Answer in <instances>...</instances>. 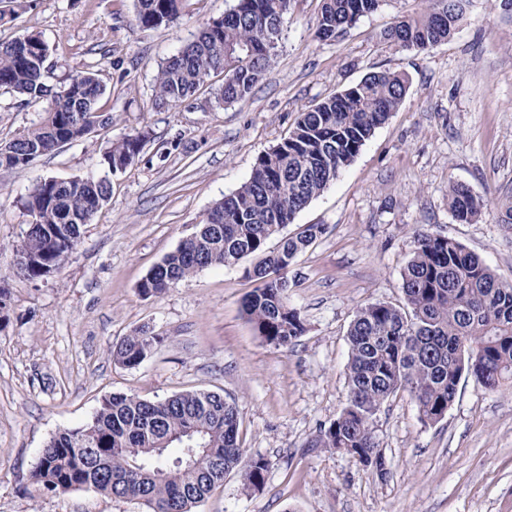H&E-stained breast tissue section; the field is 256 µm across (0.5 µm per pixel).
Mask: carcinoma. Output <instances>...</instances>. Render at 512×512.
Instances as JSON below:
<instances>
[{"label": "carcinoma", "mask_w": 512, "mask_h": 512, "mask_svg": "<svg viewBox=\"0 0 512 512\" xmlns=\"http://www.w3.org/2000/svg\"><path fill=\"white\" fill-rule=\"evenodd\" d=\"M382 0H322L315 35L337 37ZM470 0H426L415 17L399 20L389 39L402 50L426 51L448 40ZM181 0H136V20L153 29L175 22ZM291 0H237L224 17L203 25L197 38L160 64L153 104L180 106L224 73L214 91L217 104L247 97L273 64ZM52 50L41 34L0 43V89L21 104L48 100L44 117L17 138L0 144V167L19 168L54 154L60 144L112 125L102 101L112 88L98 71L69 73L54 91L45 80L53 70ZM409 79L387 70L301 112L296 126L275 147L261 153L248 180L214 202L203 223L175 251L148 271L139 284L144 296L165 293L209 266H232L255 256L245 275L260 281L243 308L257 336L289 346L305 331L288 305V268L298 253L324 231L309 224L294 237H278L296 214L317 197L359 154L375 129L406 96ZM142 137L127 135L103 154L108 173L124 170L138 156ZM111 196L108 177L55 178L40 182L23 200L32 217L14 253L35 258L31 280L49 276L77 246L80 229ZM484 201L463 185L448 188V209L469 223ZM406 307L371 303L360 309L348 331L347 402L319 441L369 466L380 457L373 421L395 393L407 392L422 419L437 422L454 402L467 375L486 390L512 385V282L446 237L419 230L402 274ZM160 338L140 329L113 347L115 359L139 365ZM239 414L215 392L189 391L161 401L112 394L92 421L54 435L32 469L38 489L67 492L88 488L120 498H141L151 512H192L239 469L246 488L264 484L268 462L243 461L237 441ZM197 440L190 464L168 455L185 448L188 430Z\"/></svg>", "instance_id": "obj_1"}]
</instances>
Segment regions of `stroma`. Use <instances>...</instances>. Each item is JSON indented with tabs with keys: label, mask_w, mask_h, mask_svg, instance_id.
Segmentation results:
<instances>
[{
	"label": "stroma",
	"mask_w": 512,
	"mask_h": 512,
	"mask_svg": "<svg viewBox=\"0 0 512 512\" xmlns=\"http://www.w3.org/2000/svg\"><path fill=\"white\" fill-rule=\"evenodd\" d=\"M235 0H182L178 19L146 29L135 0H26L0 24V41L40 33L54 48L49 84L93 68L112 87L108 129L29 166L0 168V512H149L144 502L91 489L38 490L30 473L46 442L87 424L114 393L159 401L209 391L233 401L244 460L268 463L261 490L239 471L194 512H512V387L488 391L462 377L442 420H422L408 393L377 413L384 471L317 446L347 402L348 329L362 306L404 305L401 273L414 232L448 237L512 281V5L471 0L456 33L425 52L386 38L423 0H383L342 37L315 36L320 0H293L273 66L246 98L217 104L211 78L179 108L152 107L164 59L223 17ZM406 74L399 108L355 160L285 232L324 231L288 269V303L305 331L294 345L255 335L243 313L253 259L211 266L159 296H143L147 272L202 222L212 204L249 177L260 153L288 137L305 109L374 71ZM35 107L0 90V143L36 120ZM143 137L135 161L110 175L112 194L81 230L54 274L12 270L31 216L22 199L50 178L100 177L109 141ZM468 186L486 205L455 219L448 187ZM146 328L160 342L135 367L112 348Z\"/></svg>",
	"instance_id": "stroma-1"
}]
</instances>
